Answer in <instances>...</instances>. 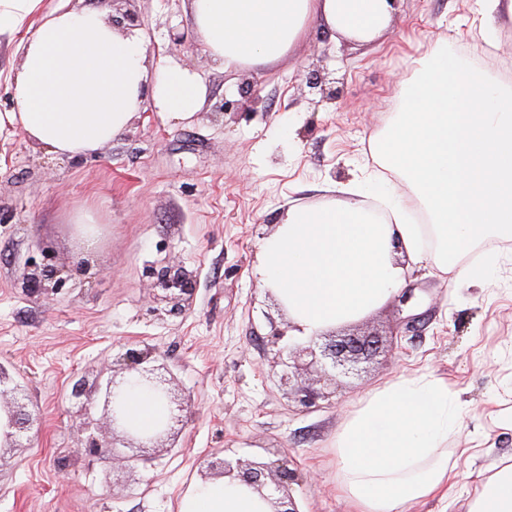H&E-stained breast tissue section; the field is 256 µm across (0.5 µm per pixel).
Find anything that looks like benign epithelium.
I'll return each instance as SVG.
<instances>
[{
    "mask_svg": "<svg viewBox=\"0 0 512 512\" xmlns=\"http://www.w3.org/2000/svg\"><path fill=\"white\" fill-rule=\"evenodd\" d=\"M65 270L51 264L32 263L24 272L28 287L47 293L64 287ZM154 299L170 305L169 312L176 313L190 299L193 279L184 268L162 269L157 274ZM272 342L283 343L278 356L284 358L288 373L284 381L295 388L299 402L311 407L328 392L320 385H335L343 380L358 377L361 364L368 363L386 352V341L376 331L341 329L314 336L307 341L286 338V331L274 329ZM130 386L139 387L170 406V415L160 423L155 432L142 434L130 425L124 415L123 393ZM98 389L102 390L103 416L110 429V437L100 436L98 424L88 421L86 448L97 454L103 448H128L131 453L112 452V466L134 471L143 453L149 448H172L183 426L185 406L175 393L173 378L168 367L148 352L129 350L124 367L116 372L105 365L100 369ZM37 419L29 410L27 395L0 368V449L22 448L30 440ZM229 477L253 489L271 504V512H300L297 508L293 485L298 481L295 470L285 464L265 457L232 461L214 457L203 463L202 477Z\"/></svg>",
    "mask_w": 512,
    "mask_h": 512,
    "instance_id": "benign-epithelium-1",
    "label": "benign epithelium"
}]
</instances>
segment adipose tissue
<instances>
[{
  "mask_svg": "<svg viewBox=\"0 0 512 512\" xmlns=\"http://www.w3.org/2000/svg\"><path fill=\"white\" fill-rule=\"evenodd\" d=\"M42 0H0V40L19 39L21 65L11 80L12 108L0 112V137L20 131L48 153L89 154L121 137L145 110L165 120L200 112L201 77L166 59L147 63L143 29L113 26L96 8L45 13ZM193 30L225 69L275 62L314 22L347 38H376L388 27V0H191ZM415 74L402 105L372 149L381 167L408 185L406 200L382 197L391 223L356 200L325 199L288 209L260 244L257 273L284 304L300 336L356 321L403 283L394 261L417 262L436 241L434 262L457 285L486 281L488 256L460 264L456 255L495 232L512 235V88L478 77L434 49L409 57ZM460 406L447 384L405 378L376 388L336 436L337 488L355 512H408L448 493V435ZM125 413L151 430L166 403L140 390ZM250 488L227 478L199 481L179 512H268ZM469 512H512V467L483 481Z\"/></svg>",
  "mask_w": 512,
  "mask_h": 512,
  "instance_id": "adipose-tissue-1",
  "label": "adipose tissue"
}]
</instances>
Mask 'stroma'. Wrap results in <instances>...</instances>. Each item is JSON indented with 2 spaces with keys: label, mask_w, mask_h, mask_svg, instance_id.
I'll use <instances>...</instances> for the list:
<instances>
[{
  "label": "stroma",
  "mask_w": 512,
  "mask_h": 512,
  "mask_svg": "<svg viewBox=\"0 0 512 512\" xmlns=\"http://www.w3.org/2000/svg\"><path fill=\"white\" fill-rule=\"evenodd\" d=\"M131 7L150 35L148 59L196 71L207 100L187 121L139 113L122 137L78 158L20 133L0 139V363L41 421L29 447L0 450V512H177L208 455L266 450L297 471L302 512H352L337 490L336 433L375 386L420 375L446 383L464 408L448 436L454 493L411 512H467L476 473L512 465V237L491 234L461 254H498L478 287H454L429 258L406 267L412 300L390 297L358 322L388 335L389 355L312 409L283 382L266 342L288 316L254 269L287 208L339 197L364 169L401 193L371 145L400 110L408 55L438 47L512 85V24L490 42L477 0H399L372 44L318 23L281 61L227 71L193 34L189 0ZM173 29L185 37L177 50ZM314 70L322 89L306 82ZM83 215L99 226L90 249L75 233ZM47 252L73 275L59 293L31 292L24 269ZM167 266L195 278L176 316L152 298ZM131 348L165 360L190 406L177 448L128 474L113 472L107 454H89L83 424L102 420L99 368ZM80 378L87 395L76 402L69 393Z\"/></svg>",
  "instance_id": "stroma-1"
}]
</instances>
